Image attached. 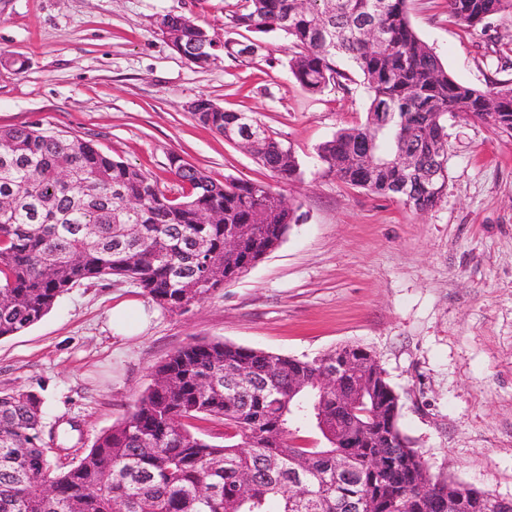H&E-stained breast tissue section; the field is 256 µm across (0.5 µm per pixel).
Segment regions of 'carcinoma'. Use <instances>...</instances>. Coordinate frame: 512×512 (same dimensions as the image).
Masks as SVG:
<instances>
[{
  "instance_id": "obj_1",
  "label": "carcinoma",
  "mask_w": 512,
  "mask_h": 512,
  "mask_svg": "<svg viewBox=\"0 0 512 512\" xmlns=\"http://www.w3.org/2000/svg\"><path fill=\"white\" fill-rule=\"evenodd\" d=\"M409 0H240L230 22L246 31L281 32L289 70L302 88L344 89L357 72L369 96L364 124L338 131L318 149L325 169L380 197L416 194L419 208L444 191L392 164L400 152L426 165L448 162L445 119L477 117L512 134V79L483 91L455 80L414 31ZM467 28L512 14V0H448ZM182 25L186 42L206 30ZM379 35L368 46L360 29ZM202 123L220 134L248 129L251 155L281 182H292L291 151L255 117L200 99ZM183 185L177 207L158 181L89 142L30 126L0 129V339L42 320L71 289L121 276L168 311H180L238 278L274 250L298 222L283 196L260 181H216L170 164ZM139 201L127 216L123 203ZM218 211L214 224L197 222ZM238 235L234 250L226 233ZM346 365L348 407L313 387L329 363ZM153 382L120 422L80 458L60 464L43 443V399L0 391V512H494L493 494L432 477L400 427V399L375 356L344 345L312 359L222 340H192L156 365ZM224 423V443L196 423ZM316 430L321 446L297 443L293 426Z\"/></svg>"
}]
</instances>
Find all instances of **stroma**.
I'll use <instances>...</instances> for the list:
<instances>
[{"label":"stroma","mask_w":512,"mask_h":512,"mask_svg":"<svg viewBox=\"0 0 512 512\" xmlns=\"http://www.w3.org/2000/svg\"><path fill=\"white\" fill-rule=\"evenodd\" d=\"M236 0H0V128L30 125L93 143L172 188L180 157L217 181L276 184L297 210L283 241L186 311L156 309L121 338L116 303L141 298L121 277L63 295L40 322L0 340V391L41 396L45 430L81 456L132 409L150 372L198 340L295 358L345 344L376 356L400 396V425L430 475L512 498V136L445 121L448 184L417 213L325 171L319 146L366 119L361 81L313 94L289 73L279 33L234 28ZM184 15L216 43L199 67L156 29ZM423 42L450 74L488 90L512 78V14L467 29L446 0H411ZM232 39L254 53L230 57ZM206 97L251 113L290 149L298 178L273 174L201 124Z\"/></svg>","instance_id":"35a3bbf8"}]
</instances>
